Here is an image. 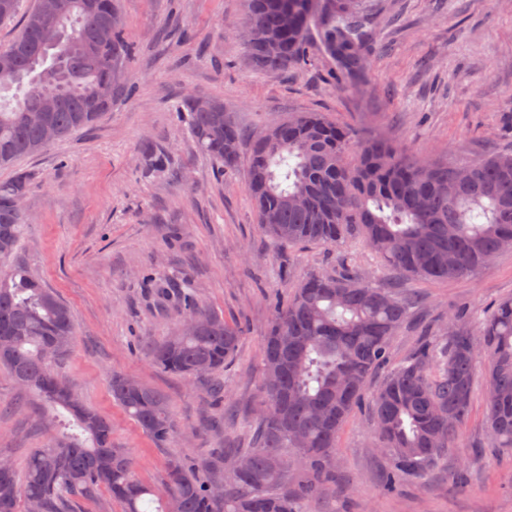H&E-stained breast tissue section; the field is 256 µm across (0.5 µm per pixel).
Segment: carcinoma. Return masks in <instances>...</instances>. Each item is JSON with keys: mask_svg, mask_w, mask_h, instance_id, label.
I'll use <instances>...</instances> for the list:
<instances>
[{"mask_svg": "<svg viewBox=\"0 0 512 512\" xmlns=\"http://www.w3.org/2000/svg\"><path fill=\"white\" fill-rule=\"evenodd\" d=\"M362 0H245V51L260 69L305 63L315 42L336 64L338 78L359 85L371 51ZM116 0H35L18 35L0 49V91L22 92L0 105V165L48 145L45 123L68 137L112 111L131 91L115 65L131 54L123 28L109 17ZM198 149L224 169L237 167L242 134L224 104L207 96L182 102ZM469 177L459 180V169ZM29 180L0 182V353L15 383L46 405L66 410L78 432L30 454L23 472L0 460V512H72L73 501L100 492L123 512H144V501H165L162 512H312L336 487L335 454L343 425L364 400L371 377L385 371L370 396L379 447L392 469L387 485L419 478L459 445L484 365L486 424L499 448H512V300L484 316L452 320L455 330L422 336L407 358L392 359L390 341L412 303L377 278L312 273L276 307L262 344L260 408L252 447L219 456V475L204 478L172 460L162 489L141 481L135 463L112 447L109 420L87 406L55 373L74 343L71 308L20 260L26 219L17 200ZM245 189L260 229L280 245H338L357 233L388 268L424 280L472 275L512 238V152L448 164L408 157L388 138L366 136L321 112H304L270 128V141L251 140ZM274 211L278 223H264ZM182 325L150 349L164 373L198 378L236 355L240 331L193 303ZM112 398L160 447L177 433L169 400L143 384L112 375ZM296 458L303 480L288 490Z\"/></svg>", "mask_w": 512, "mask_h": 512, "instance_id": "obj_1", "label": "carcinoma"}]
</instances>
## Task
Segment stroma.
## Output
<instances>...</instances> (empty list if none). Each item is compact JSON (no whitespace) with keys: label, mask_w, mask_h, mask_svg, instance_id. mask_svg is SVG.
<instances>
[{"label":"stroma","mask_w":512,"mask_h":512,"mask_svg":"<svg viewBox=\"0 0 512 512\" xmlns=\"http://www.w3.org/2000/svg\"><path fill=\"white\" fill-rule=\"evenodd\" d=\"M117 4L132 47L117 70L132 93L67 139L1 165L0 181L30 176L23 254L73 312L74 345L55 370L110 420L113 446L131 454L141 480L160 487L170 460L197 463L251 444L263 336L275 306L310 272L349 269L417 296L392 339L397 360L426 328L446 332L449 316L512 298V250L472 276L428 281L380 268L358 237L278 246L258 227L244 168L222 169L201 153L176 112L185 97L204 95L223 101L247 138L288 116L321 112L388 137L412 157L454 163L510 152L512 0H363L376 50L358 89L337 83L334 62L315 46L305 65L283 72L253 65L244 0ZM150 149L169 154L166 171L146 173ZM160 279L187 286L240 329L223 371L189 380L153 366L151 346L184 316L155 294ZM116 373L169 399L180 430L165 447L113 402ZM36 406L0 367V458L19 470L52 438L33 420ZM460 432L461 447L443 465L389 488V461L360 405L339 434L338 492L315 512H512V448H490L482 397Z\"/></svg>","instance_id":"1"}]
</instances>
